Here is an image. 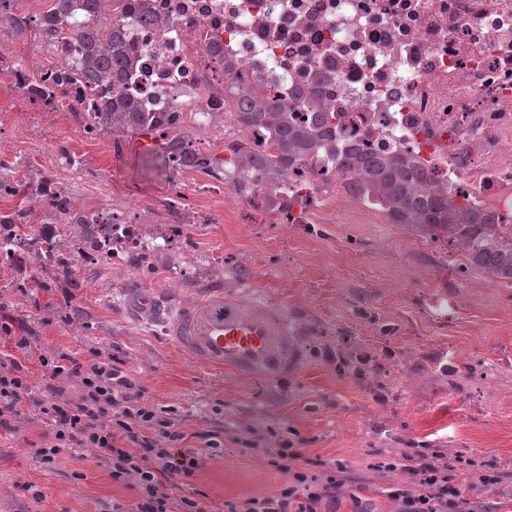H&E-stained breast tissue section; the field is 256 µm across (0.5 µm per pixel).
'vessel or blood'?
Wrapping results in <instances>:
<instances>
[{"label": "vessel or blood", "instance_id": "1", "mask_svg": "<svg viewBox=\"0 0 512 512\" xmlns=\"http://www.w3.org/2000/svg\"><path fill=\"white\" fill-rule=\"evenodd\" d=\"M302 331L286 311L249 292L206 288L166 322L169 342L194 364L278 384L306 359Z\"/></svg>", "mask_w": 512, "mask_h": 512}]
</instances>
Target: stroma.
I'll return each instance as SVG.
<instances>
[{
    "label": "stroma",
    "mask_w": 512,
    "mask_h": 512,
    "mask_svg": "<svg viewBox=\"0 0 512 512\" xmlns=\"http://www.w3.org/2000/svg\"><path fill=\"white\" fill-rule=\"evenodd\" d=\"M127 141L86 134L72 113L37 111L0 77V183L11 187L0 214L22 211L21 237L50 231L65 251L75 240L31 196L49 180L86 211L134 212L149 234L182 222L191 243L171 241L147 260L81 263L67 281L35 255L0 257V315L17 335L50 354L102 350L184 430L223 431V451L190 483L211 499L275 494L286 476L270 459L290 443L305 459L340 466L331 512H398L384 489L407 480L404 464L417 454L459 456L497 474L491 485L460 482L462 497L474 512H512V288L469 268L443 238L359 205L316 234L240 223L223 197L200 191L179 213L168 199L184 173L164 149L139 153ZM210 287L253 289L304 326L308 355L294 378L246 382L201 369L166 342L176 306ZM140 292L155 300L150 313L136 307ZM338 341L388 357V371L373 363L363 377L341 372ZM42 443L32 407L0 435V512H112L132 501L106 468L66 455L44 467L31 454Z\"/></svg>",
    "instance_id": "obj_1"
}]
</instances>
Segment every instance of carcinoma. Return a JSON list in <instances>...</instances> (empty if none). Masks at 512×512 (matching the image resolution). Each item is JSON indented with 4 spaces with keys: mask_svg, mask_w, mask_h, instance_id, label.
<instances>
[{
    "mask_svg": "<svg viewBox=\"0 0 512 512\" xmlns=\"http://www.w3.org/2000/svg\"><path fill=\"white\" fill-rule=\"evenodd\" d=\"M82 3L83 11L98 19V25L77 34V58L71 61L73 73L92 90L101 84L113 89L112 97L101 99L95 106V118L107 130L130 136L150 132L168 139L172 161L187 155V135L178 127L180 113L144 112L136 98L126 91L131 51L119 30L112 28L107 0ZM31 22V17L22 12L3 19L17 34L25 33ZM239 99L237 126L245 132H265L268 143L263 147L240 148L228 159L207 158L199 166L224 168V180L238 187H245L258 174L266 173L271 185L280 189L288 184V173L326 152L335 160L339 172L360 176L362 196L375 199L390 223L420 233H441L453 247L464 252L470 267L498 283L512 284V228L494 223L489 214L474 210L467 202L447 198L430 186L418 165L403 155L360 151L341 155L327 131L292 118L278 100L256 90L239 94ZM35 198L51 212L78 225L84 242L98 247L96 221L75 207L64 191L43 189L35 192ZM16 218L14 213L0 216V248L7 252H16L25 243L12 231ZM336 364L360 373L365 360L355 351L338 350Z\"/></svg>",
    "mask_w": 512,
    "mask_h": 512,
    "instance_id": "obj_1",
    "label": "carcinoma"
}]
</instances>
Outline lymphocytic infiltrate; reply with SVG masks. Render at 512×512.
Returning a JSON list of instances; mask_svg holds the SVG:
<instances>
[{"label": "lymphocytic infiltrate", "instance_id": "lymphocytic-infiltrate-1", "mask_svg": "<svg viewBox=\"0 0 512 512\" xmlns=\"http://www.w3.org/2000/svg\"><path fill=\"white\" fill-rule=\"evenodd\" d=\"M38 365L47 382L34 391L20 372L0 373V431L12 428L30 402H38L48 423L47 441L36 451L45 467H53L63 451L72 458L93 460L107 468L114 482L134 493L133 512H318L332 499L340 482L335 470L316 481L295 448L276 454L277 467L287 479L275 495L213 502L207 495L185 494L184 486L202 467L204 456L188 447V436L176 430L170 417L130 393L131 379L124 364L102 360L100 352L84 357L58 358L38 353ZM67 374L79 378L85 389L76 401H56L53 379ZM495 483L494 475L461 459L440 462L419 456L409 467L408 481L388 490L400 504L399 512H464L460 489L448 475Z\"/></svg>", "mask_w": 512, "mask_h": 512}]
</instances>
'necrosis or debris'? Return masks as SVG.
Segmentation results:
<instances>
[{
	"mask_svg": "<svg viewBox=\"0 0 512 512\" xmlns=\"http://www.w3.org/2000/svg\"><path fill=\"white\" fill-rule=\"evenodd\" d=\"M112 21L136 49L144 111L180 113L229 153L244 133L228 87L256 86L298 119L331 124L337 149L402 154L454 200L512 225V0H112ZM29 32L54 65L36 71L0 54V76L39 110L76 113L98 130L88 90L55 81L68 40ZM201 187L246 224H310L354 198L325 157L276 194L261 178L244 193ZM101 233L114 259L160 245L122 213Z\"/></svg>",
	"mask_w": 512,
	"mask_h": 512,
	"instance_id": "obj_1",
	"label": "necrosis or debris"
}]
</instances>
